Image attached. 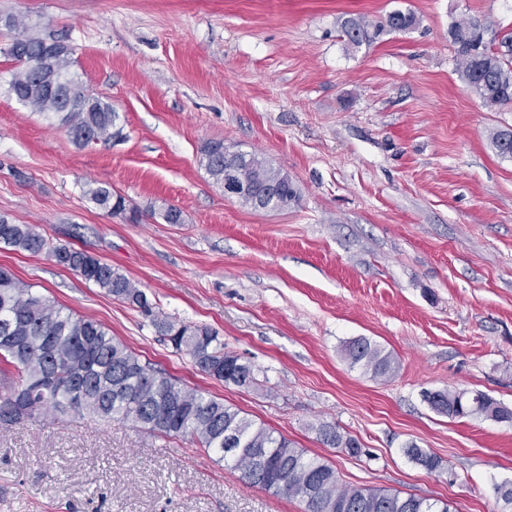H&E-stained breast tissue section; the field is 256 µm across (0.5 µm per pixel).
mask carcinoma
Returning <instances> with one entry per match:
<instances>
[{"mask_svg":"<svg viewBox=\"0 0 512 512\" xmlns=\"http://www.w3.org/2000/svg\"><path fill=\"white\" fill-rule=\"evenodd\" d=\"M418 25L411 10H394L373 23L365 17L346 16L340 32L355 48L371 45L380 36L406 32ZM9 30H18L22 45L32 52L43 50L47 38L31 32L18 16L4 21ZM491 30L471 18L453 20L448 36L454 46L457 71L466 87L490 110L512 109V53L501 48L512 43V32L500 47L482 41L480 33ZM10 57L18 66L9 81L10 91L36 112L60 118L75 144L85 146L108 140L114 133L117 113L112 105L91 95L76 80L59 85L62 104L49 99L39 85V77L29 68L30 58L19 53ZM69 53L55 57L48 74L72 76ZM491 142L498 155L512 158V131L497 130ZM241 152H224V142L211 141L203 149V162L218 183L224 171L237 167ZM256 170L254 188L264 194L275 191L288 207L298 203L296 184L265 159L253 155ZM89 200L111 214L126 211L125 198L97 185L87 190ZM0 243L30 253L47 251L55 260L81 274L88 282L117 300L139 309L156 333L177 352L190 355L199 370L228 385L248 388L257 381L255 368L236 355L224 351L218 333L206 325L172 320L156 311L146 294L119 269L90 253L66 245L52 246L31 224H12L0 218ZM350 364L359 365L373 378L395 372L391 354L364 337L345 345ZM82 380L83 392L75 403L68 401L73 381ZM41 391L38 411L27 413L14 400L16 390ZM431 408L450 417L487 416L512 420V410L489 395L477 392H434L427 395ZM52 412L61 418L71 414L100 420L137 424L146 433L163 438L188 436L206 451L231 459L245 482L275 495L299 499L304 512H448V504L427 497L401 496L385 489L339 485L336 471L317 456H309L283 435H274L240 415V411L208 398L180 384L167 373L143 362L122 342L113 338L102 324L74 316L44 296L32 293L13 273L0 268V425L36 423ZM318 434L323 444L342 448L351 456L361 454L358 441L340 432L336 425L321 423ZM406 453L428 471L441 468V460L415 446Z\"/></svg>","mask_w":512,"mask_h":512,"instance_id":"1","label":"carcinoma"}]
</instances>
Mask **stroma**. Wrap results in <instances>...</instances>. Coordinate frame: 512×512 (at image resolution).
Listing matches in <instances>:
<instances>
[{
	"label": "stroma",
	"instance_id": "1",
	"mask_svg": "<svg viewBox=\"0 0 512 512\" xmlns=\"http://www.w3.org/2000/svg\"><path fill=\"white\" fill-rule=\"evenodd\" d=\"M413 11L419 26L349 47L342 17ZM71 49V70L111 103L120 135L75 145L9 91L0 26V217L119 268L165 315L218 331L250 363V388L200 372L148 319L47 253L0 244V267L34 294L102 324L182 384L287 437L343 486L512 512V421L451 418L424 395L481 391L512 409V159L460 79L453 19L512 30V0H0ZM267 158L297 205L225 196L202 162L212 140ZM106 185L138 222L91 203ZM179 208L168 224L162 208ZM393 354L375 379L346 341ZM359 441L353 457L319 423ZM441 460L431 472L409 445ZM249 486L219 454L130 422L0 426V512H302Z\"/></svg>",
	"mask_w": 512,
	"mask_h": 512
}]
</instances>
